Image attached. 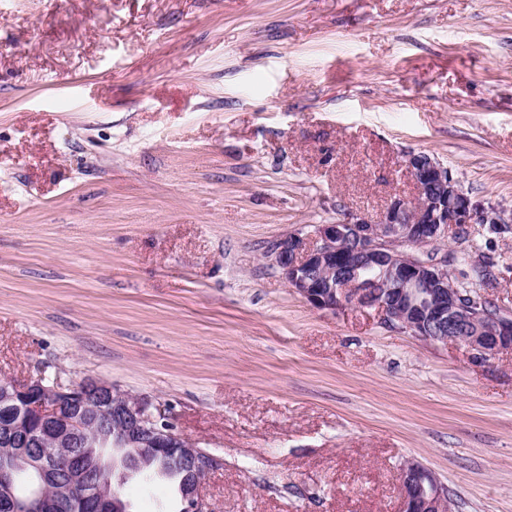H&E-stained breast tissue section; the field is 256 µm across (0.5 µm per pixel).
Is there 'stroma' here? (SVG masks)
<instances>
[{"label":"stroma","mask_w":512,"mask_h":512,"mask_svg":"<svg viewBox=\"0 0 512 512\" xmlns=\"http://www.w3.org/2000/svg\"><path fill=\"white\" fill-rule=\"evenodd\" d=\"M410 152L512 213V0H0V379L163 406L223 462L214 512H400L411 462L512 512V354L317 310L275 262L413 199ZM467 230L452 276L512 314V223Z\"/></svg>","instance_id":"1"}]
</instances>
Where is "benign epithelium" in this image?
<instances>
[{
    "instance_id": "7a95c632",
    "label": "benign epithelium",
    "mask_w": 512,
    "mask_h": 512,
    "mask_svg": "<svg viewBox=\"0 0 512 512\" xmlns=\"http://www.w3.org/2000/svg\"><path fill=\"white\" fill-rule=\"evenodd\" d=\"M413 202L396 197L379 219L352 217L318 224L274 246L289 288L312 307L331 313L374 308L384 321L435 343L457 342L487 363L512 351V316L474 309L448 283V253L435 245L459 224H503L501 211L472 203L460 184L429 155L410 153ZM0 495L12 512L65 508L72 493H93L99 512H131L118 489L140 474H157L164 460L185 472L182 512H210L202 494L206 477L222 461L178 433L151 402L99 378L74 385L55 380L0 384ZM69 482H57L59 470ZM33 479L26 494L18 479ZM401 512H451L448 491L427 468L401 473Z\"/></svg>"
}]
</instances>
